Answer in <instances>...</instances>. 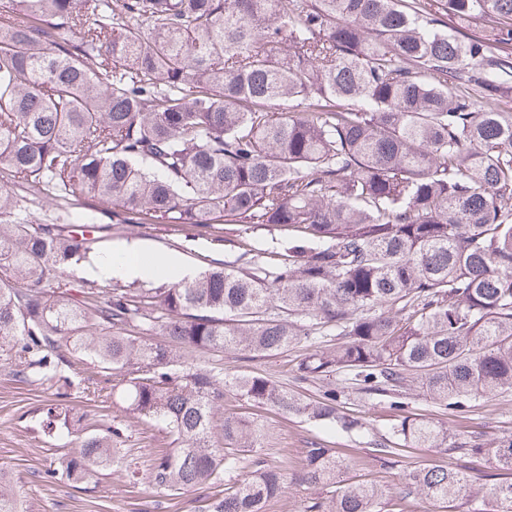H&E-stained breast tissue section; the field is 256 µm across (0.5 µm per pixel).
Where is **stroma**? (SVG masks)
<instances>
[{
	"instance_id": "obj_1",
	"label": "stroma",
	"mask_w": 512,
	"mask_h": 512,
	"mask_svg": "<svg viewBox=\"0 0 512 512\" xmlns=\"http://www.w3.org/2000/svg\"><path fill=\"white\" fill-rule=\"evenodd\" d=\"M95 253L110 255L124 243L137 244L154 254L176 252L184 256L194 271L207 269L210 262L233 259L224 244L194 237L192 230L163 231L155 224H118L102 219L97 232ZM310 351L301 345L277 355H259L248 359L233 354L207 355L192 353L189 363L215 368L225 374L245 370L279 381L305 396L315 397L336 385V378L298 382L299 360ZM14 364L0 351V472L19 489L24 512H205L208 499L220 496V489L189 492L173 498L159 490L135 485L120 475L100 477L95 489L69 484L48 476L66 452L63 439L44 432L40 422L48 405L60 401L76 408L78 414L120 416L125 428L123 447L129 448L139 465H147L156 449L169 443L157 428L131 415L120 414L112 403V392L102 375L89 368L84 357H72L62 373L64 379L54 386L30 385L13 374ZM412 412L426 418L446 421L451 429L484 438L512 431V391L492 399L473 401L469 411L453 415L434 405L420 389L407 393ZM339 404L344 411L365 420L366 429L348 435L336 429L300 417L278 414L264 409H250L271 432L265 442L267 459L274 464H288L290 470L301 466L302 451L313 440L338 449L348 461V476L365 477L395 484L399 468L375 466L368 450L385 438L394 416L387 399H367L356 387L346 389Z\"/></svg>"
}]
</instances>
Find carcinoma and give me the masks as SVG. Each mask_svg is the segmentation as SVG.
Here are the masks:
<instances>
[{
    "label": "carcinoma",
    "instance_id": "carcinoma-1",
    "mask_svg": "<svg viewBox=\"0 0 512 512\" xmlns=\"http://www.w3.org/2000/svg\"><path fill=\"white\" fill-rule=\"evenodd\" d=\"M512 0H0V349L15 376L57 382L92 357L169 447L131 467L121 424L69 407L46 429L73 452L52 477L116 470L170 496L224 485L208 512H266L292 485L304 512H512V434L479 439L406 410L411 386L459 413L512 390ZM84 196L123 224H228L242 264L151 288L90 285L93 239L34 224L33 204ZM263 231L271 247H249ZM151 334L146 342L143 335ZM298 381L341 376L398 411L369 455L480 458L399 486L349 481L314 441L293 475L261 458L265 428L229 395L352 434L336 408L251 373L184 360L315 344ZM0 473V512H18ZM408 457L404 460L407 462H433V461H445L451 462L454 465L465 470L468 474L474 478L480 477L483 471L486 470V462L481 459L468 460V463H464L456 458H449L447 455H441L434 452L432 448H411L409 449Z\"/></svg>",
    "mask_w": 512,
    "mask_h": 512
}]
</instances>
